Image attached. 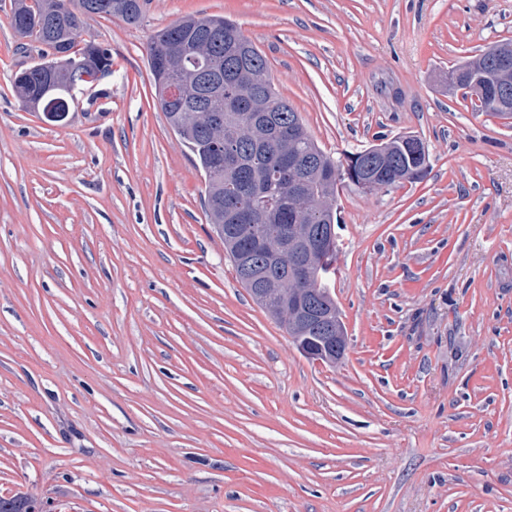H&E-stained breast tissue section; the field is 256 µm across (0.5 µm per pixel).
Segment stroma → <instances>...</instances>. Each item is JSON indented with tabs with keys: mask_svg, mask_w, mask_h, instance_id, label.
<instances>
[{
	"mask_svg": "<svg viewBox=\"0 0 512 512\" xmlns=\"http://www.w3.org/2000/svg\"><path fill=\"white\" fill-rule=\"evenodd\" d=\"M0 0V497L47 512H512V119L448 70L512 0H145L86 18L112 75L60 122ZM235 22L334 160L419 138L421 179L335 204L348 347L303 357L236 278L157 105L151 36Z\"/></svg>",
	"mask_w": 512,
	"mask_h": 512,
	"instance_id": "obj_1",
	"label": "stroma"
}]
</instances>
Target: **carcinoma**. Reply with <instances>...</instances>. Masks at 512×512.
<instances>
[{"mask_svg":"<svg viewBox=\"0 0 512 512\" xmlns=\"http://www.w3.org/2000/svg\"><path fill=\"white\" fill-rule=\"evenodd\" d=\"M14 0L11 27L21 46L36 47L38 54L51 53L62 36H68L69 54L53 60L47 72L35 65L15 74L13 90L25 104H40L39 111L64 112L66 106L44 108L51 96L44 94L49 81L60 87L71 84V58L89 52L97 54L93 64L112 68V50L92 39L83 38V19L89 16L119 17L128 24L139 22L142 0ZM149 67L154 79L157 103L169 125L195 156L205 180L204 202L209 223L224 239L225 250L233 263L237 279L248 292L253 285L239 262L240 252L252 246L253 261L272 277L285 281L291 292L311 295L315 271L305 281L286 279L287 267L294 253L274 256L265 244L254 242L253 232L238 220L242 207H254V223L286 228L290 224L328 225L335 221L333 202L339 191V178L329 179L313 168L321 161L340 170L318 146L307 130L299 112H285L277 127L256 135L239 133L240 124L256 109L252 100L253 77L270 79L265 57L255 50L236 24L222 17L185 16L157 30L147 47ZM284 102L276 91L257 109L274 111ZM410 137H398L386 143L392 167L388 184L417 180L426 170V159L407 148ZM238 155L246 166L238 174L239 191L228 198L229 171L225 160ZM311 169L303 192L293 195L288 189L258 198L252 189L274 180L278 169L287 162ZM32 501L0 497V512H39Z\"/></svg>","mask_w":512,"mask_h":512,"instance_id":"obj_1","label":"carcinoma"}]
</instances>
